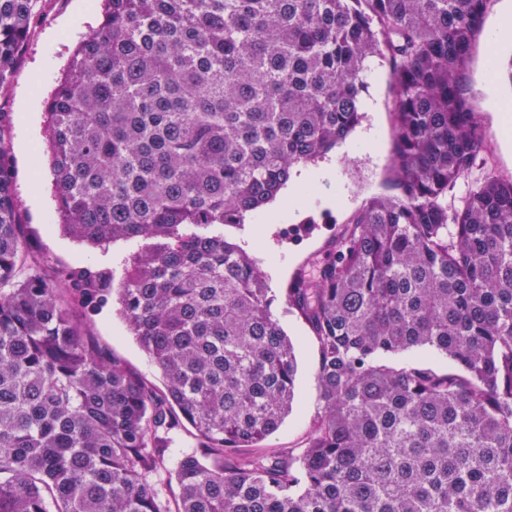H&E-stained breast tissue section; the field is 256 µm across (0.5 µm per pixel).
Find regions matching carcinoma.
Listing matches in <instances>:
<instances>
[{
    "instance_id": "1",
    "label": "carcinoma",
    "mask_w": 512,
    "mask_h": 512,
    "mask_svg": "<svg viewBox=\"0 0 512 512\" xmlns=\"http://www.w3.org/2000/svg\"><path fill=\"white\" fill-rule=\"evenodd\" d=\"M492 2L104 0L45 101L57 215L148 244L119 279L40 275L0 124V512H512V179L448 208L486 150L465 69ZM36 3L0 0V94ZM373 56L396 193L287 290L319 353L306 448L238 454L292 411L297 357L224 226L359 124ZM112 300L164 388L76 316ZM422 349L456 370L388 361ZM181 417L200 451L172 460Z\"/></svg>"
}]
</instances>
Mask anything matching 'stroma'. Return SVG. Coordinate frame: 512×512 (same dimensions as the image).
<instances>
[{
	"label": "stroma",
	"instance_id": "stroma-1",
	"mask_svg": "<svg viewBox=\"0 0 512 512\" xmlns=\"http://www.w3.org/2000/svg\"><path fill=\"white\" fill-rule=\"evenodd\" d=\"M38 0L37 16L27 31L24 49L12 71L9 91L0 96L14 166V188L20 201L30 257L39 272L53 277L65 268L121 270L137 252V241L119 240L107 247L79 243L57 227L53 173L48 156H35L46 141L45 100L54 88L80 36L96 26L100 0ZM485 34L472 43L466 70L470 105L486 136V160L501 176L512 177V132L504 133L497 101H512V85L492 75ZM363 118L354 131L325 159L296 167L290 188L305 184L302 206L280 207L247 216L243 226L225 227V235L242 244L267 275L275 294L272 311L296 345L300 396L281 426L259 442L254 453L270 457L282 448L303 449L317 410L318 348L309 325L289 310L285 293L293 278L310 274L333 255L348 223L366 200L392 193L389 165L394 143L392 75L387 60L376 58L365 74ZM95 342L155 387H162L159 369L131 334L116 303L105 305L91 321Z\"/></svg>",
	"mask_w": 512,
	"mask_h": 512
}]
</instances>
